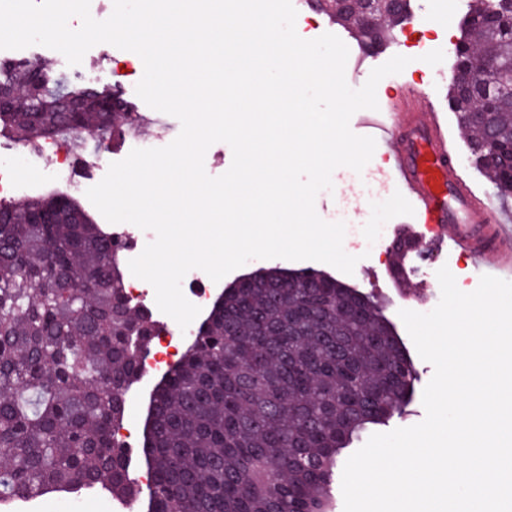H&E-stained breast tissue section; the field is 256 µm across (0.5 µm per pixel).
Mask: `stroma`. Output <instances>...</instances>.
Masks as SVG:
<instances>
[{
    "label": "stroma",
    "instance_id": "1",
    "mask_svg": "<svg viewBox=\"0 0 512 512\" xmlns=\"http://www.w3.org/2000/svg\"><path fill=\"white\" fill-rule=\"evenodd\" d=\"M293 5L297 10L295 27L301 38L313 40L332 33L347 45L349 56L345 77L351 88L362 87L372 69L393 56L408 57L409 63L401 73L386 76L378 83L377 100L396 106L400 103L399 96L404 83L421 87L423 96L419 100L420 105H432L448 123V145L454 153L459 174L478 191H492L491 182L475 167L470 155L469 131L461 126L457 115L448 106V86L454 72L455 46L461 36V23L468 10V0H455L453 10L448 13L440 9L438 0H411L412 20L408 30L399 31L394 41L368 55L363 54L359 38L349 29L336 24L327 13L313 9L306 0H293ZM411 30L425 33L426 39L422 45L406 46L405 39ZM436 49L443 50V62L435 66L424 62V55ZM18 55L33 58L54 71L75 75L81 84L87 86L119 84L124 99L133 106L135 112L151 119L152 125L146 131L147 136L164 132L160 111L149 107L135 92L142 75L133 65L134 55L130 51L100 43L86 52L79 65L72 66L62 53L33 45L19 52L0 51V61ZM0 163L13 168L17 179L28 184L29 194H36L48 187L62 189L66 186L65 181L53 177L50 157L27 152L14 138L0 136ZM384 166L381 155L376 153L362 171L357 172L347 167L335 169L332 189L319 192L315 200L316 212L325 221L368 226V255L356 264L353 274L338 272L329 264L313 260L252 259L227 274L220 284L228 286L241 275L271 266L294 271L316 270L336 276L337 280L379 301L416 369L412 400L405 412L389 423L390 428L395 429L415 425L424 419L422 393L434 372L432 365L418 355L399 312L408 309L426 313L438 304L441 290L436 272L440 267H448L459 282L470 277L471 267L469 259L458 252H442L423 265L412 255L407 258L406 264L410 267L419 266V274L411 276L403 285L394 281L391 275L394 256L389 246L402 229L405 204L398 191L383 185L379 171Z\"/></svg>",
    "mask_w": 512,
    "mask_h": 512
}]
</instances>
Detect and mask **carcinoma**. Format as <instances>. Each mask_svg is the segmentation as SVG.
Returning <instances> with one entry per match:
<instances>
[{"mask_svg":"<svg viewBox=\"0 0 512 512\" xmlns=\"http://www.w3.org/2000/svg\"><path fill=\"white\" fill-rule=\"evenodd\" d=\"M364 46L383 48L410 17V0H381L390 25L370 37L360 10L312 0ZM464 45L487 59L479 75L499 98L475 138L493 140L478 163L512 196V0H469ZM0 133L37 151L61 124L71 146L97 150L127 132L118 90L87 93L35 61H0ZM62 89L84 109L57 111ZM458 118L475 104L448 88ZM106 232L67 193L0 204V501L105 482L112 497L141 490L115 432L140 379L155 325L129 301ZM416 372L381 306L320 271L257 270L223 289L182 356L155 385L143 458L152 474L146 512H332L338 457L372 425L403 413Z\"/></svg>","mask_w":512,"mask_h":512,"instance_id":"cac0c4a2","label":"carcinoma"}]
</instances>
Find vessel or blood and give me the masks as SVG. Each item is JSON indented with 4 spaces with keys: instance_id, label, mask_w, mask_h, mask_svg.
<instances>
[{
    "instance_id": "vessel-or-blood-1",
    "label": "vessel or blood",
    "mask_w": 512,
    "mask_h": 512,
    "mask_svg": "<svg viewBox=\"0 0 512 512\" xmlns=\"http://www.w3.org/2000/svg\"><path fill=\"white\" fill-rule=\"evenodd\" d=\"M418 95L408 89L402 105H380L361 114L357 126L386 158L384 180L407 200V223L429 230L430 248L420 260L445 248L466 254L478 275L511 279L512 213L460 181L440 116L417 105Z\"/></svg>"
}]
</instances>
